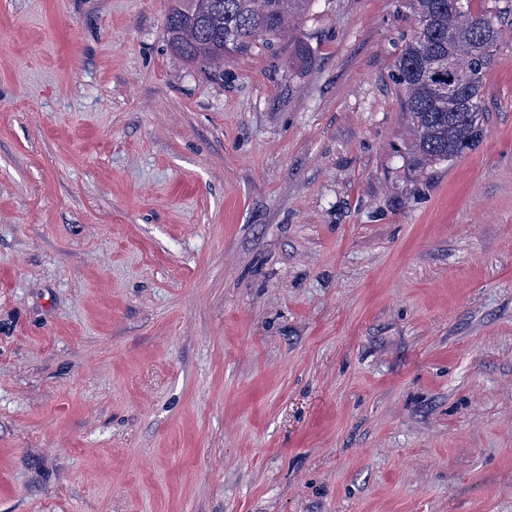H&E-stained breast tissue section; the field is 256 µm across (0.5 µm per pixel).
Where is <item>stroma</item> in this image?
<instances>
[{"instance_id":"1","label":"stroma","mask_w":512,"mask_h":512,"mask_svg":"<svg viewBox=\"0 0 512 512\" xmlns=\"http://www.w3.org/2000/svg\"><path fill=\"white\" fill-rule=\"evenodd\" d=\"M170 0H0V512H512V11L413 163L410 0L207 78Z\"/></svg>"}]
</instances>
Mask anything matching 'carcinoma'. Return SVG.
<instances>
[{"mask_svg":"<svg viewBox=\"0 0 512 512\" xmlns=\"http://www.w3.org/2000/svg\"><path fill=\"white\" fill-rule=\"evenodd\" d=\"M312 0H171L165 32L173 52L224 78V57L247 55L288 34ZM472 0H412L415 33L395 65L403 108L413 125L415 161L435 166L462 157L481 138L484 80L500 38L496 14H475ZM453 71L458 96L436 77Z\"/></svg>","mask_w":512,"mask_h":512,"instance_id":"cac0c4a2","label":"carcinoma"}]
</instances>
